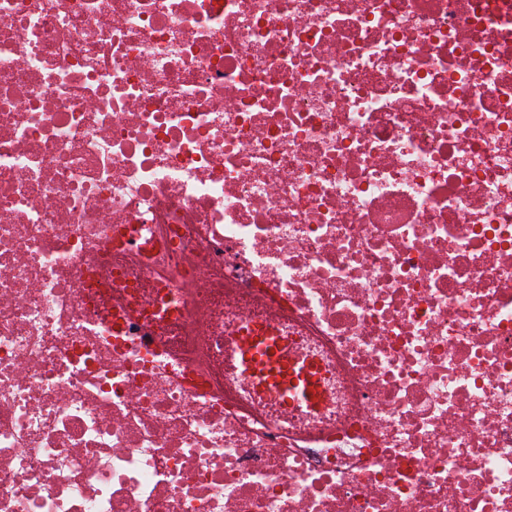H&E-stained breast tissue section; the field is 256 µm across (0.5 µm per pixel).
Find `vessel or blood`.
<instances>
[{
  "label": "vessel or blood",
  "mask_w": 512,
  "mask_h": 512,
  "mask_svg": "<svg viewBox=\"0 0 512 512\" xmlns=\"http://www.w3.org/2000/svg\"><path fill=\"white\" fill-rule=\"evenodd\" d=\"M238 362L257 386L283 402L311 406L320 397L318 366L291 358L287 341L268 326L242 330Z\"/></svg>",
  "instance_id": "obj_1"
}]
</instances>
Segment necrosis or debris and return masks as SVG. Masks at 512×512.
I'll return each instance as SVG.
<instances>
[{
  "mask_svg": "<svg viewBox=\"0 0 512 512\" xmlns=\"http://www.w3.org/2000/svg\"><path fill=\"white\" fill-rule=\"evenodd\" d=\"M0 512H512V0H0ZM238 340L240 368L257 386L287 405L312 406L319 400L318 366L291 358L288 342L269 326L246 327Z\"/></svg>",
  "mask_w": 512,
  "mask_h": 512,
  "instance_id": "1",
  "label": "necrosis or debris"
}]
</instances>
